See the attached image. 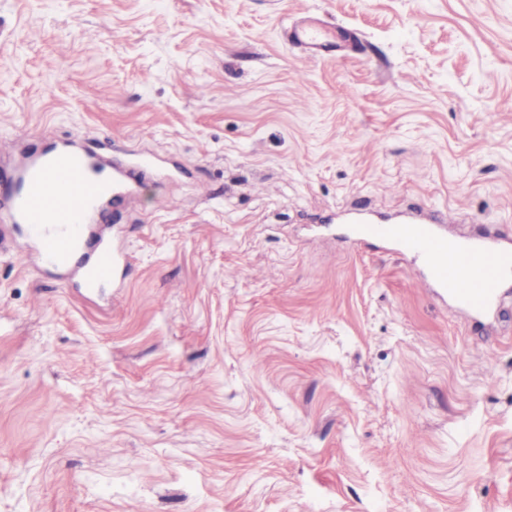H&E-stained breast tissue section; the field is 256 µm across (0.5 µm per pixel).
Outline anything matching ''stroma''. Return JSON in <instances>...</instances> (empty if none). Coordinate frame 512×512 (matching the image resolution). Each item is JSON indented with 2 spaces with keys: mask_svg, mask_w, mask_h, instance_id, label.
I'll use <instances>...</instances> for the list:
<instances>
[{
  "mask_svg": "<svg viewBox=\"0 0 512 512\" xmlns=\"http://www.w3.org/2000/svg\"><path fill=\"white\" fill-rule=\"evenodd\" d=\"M77 133L129 260L0 255V512H512V293L347 230L512 245V0H0V173ZM287 38L302 46L313 57H324L338 51L333 31L324 27L314 17H305L292 29H287ZM451 221L443 215L437 224L407 219L395 224L363 223L351 238L357 245L376 239L403 257L419 262L418 282L435 288L476 317L487 316L512 287V247L494 241L448 235ZM93 261L81 271V288L93 290L112 282L121 265L127 263V257L112 248V242L105 237L95 241Z\"/></svg>",
  "mask_w": 512,
  "mask_h": 512,
  "instance_id": "1",
  "label": "stroma"
}]
</instances>
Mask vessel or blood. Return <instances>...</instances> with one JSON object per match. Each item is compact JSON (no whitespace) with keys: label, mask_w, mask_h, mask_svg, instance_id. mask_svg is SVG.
<instances>
[{"label":"vessel or blood","mask_w":512,"mask_h":512,"mask_svg":"<svg viewBox=\"0 0 512 512\" xmlns=\"http://www.w3.org/2000/svg\"><path fill=\"white\" fill-rule=\"evenodd\" d=\"M287 38L314 57L338 49L333 32L310 16L288 30ZM103 171L93 156L67 146L29 159L13 178L0 182V210L21 226L20 246L33 250L39 262L63 269L77 251L94 244V259L81 271V285L90 290L112 282L126 262L108 238L90 237V216L102 211L121 188ZM370 239L419 262L420 284L477 317L492 313L512 286V247L507 245L453 236L441 224L418 219L364 223L352 234L357 244Z\"/></svg>","instance_id":"vessel-or-blood-1"}]
</instances>
